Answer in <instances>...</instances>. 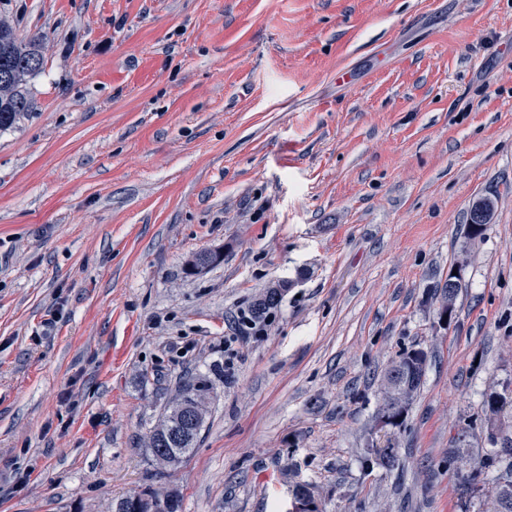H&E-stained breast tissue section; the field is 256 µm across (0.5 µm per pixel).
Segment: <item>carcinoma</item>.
<instances>
[{
	"instance_id": "1",
	"label": "carcinoma",
	"mask_w": 512,
	"mask_h": 512,
	"mask_svg": "<svg viewBox=\"0 0 512 512\" xmlns=\"http://www.w3.org/2000/svg\"><path fill=\"white\" fill-rule=\"evenodd\" d=\"M43 49L44 38L41 35L22 42L12 32L0 40V133L15 128L28 115L31 107L28 84L41 70ZM278 296L276 290L267 292L264 298L249 309L250 317L254 320L260 318L266 310L277 305ZM425 361L426 356L422 351L405 352L385 375L386 404L382 414L389 415L395 426L402 424L407 402L423 382ZM208 390V382L199 379L176 395L165 419L149 437L148 448L151 454H164L177 464L192 452L200 432L189 423L188 415H205L201 397ZM468 436L469 428H461L448 448V463L458 464V487L463 512H469L471 494L478 490L481 475L487 470L497 473L493 512H512V456L492 452L483 458L480 466L465 472L461 438ZM399 463V449L389 445L376 450L375 465L392 471ZM181 509L182 499L177 492L171 491L160 496L153 491H145L136 502L128 497L117 500L113 512H181Z\"/></svg>"
}]
</instances>
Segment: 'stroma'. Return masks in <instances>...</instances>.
<instances>
[{
	"mask_svg": "<svg viewBox=\"0 0 512 512\" xmlns=\"http://www.w3.org/2000/svg\"><path fill=\"white\" fill-rule=\"evenodd\" d=\"M0 512H461L512 437V0H0ZM495 204L480 236L467 215ZM202 251L220 262L186 272ZM458 275L454 302L441 287ZM288 282L259 330L241 312ZM450 322H441L445 305ZM405 422L378 417L409 350ZM204 378L191 454L148 446ZM393 444L400 467L366 468ZM43 49L41 35L22 42L11 29L0 40V133L15 128L30 113L27 86L41 70ZM426 356L419 350L404 352L385 375L386 398L381 417L388 414L394 422L391 426L402 424L409 398L422 382ZM388 401H391L390 404ZM470 426L462 427L457 433V437L451 441L448 448V463H457V472L459 473V491L462 501V511L469 512L468 502L475 491L479 488L481 475L486 470H492L497 473V486L495 488V508L493 512H512V462L510 454H499L498 452L489 453L480 463L479 467L469 471H464V444L461 446V436H469ZM140 497V494L135 495ZM182 499L176 491L160 497L154 491H143L138 501L125 497L117 500L113 512H181Z\"/></svg>",
	"mask_w": 512,
	"mask_h": 512,
	"instance_id": "35a3bbf8",
	"label": "stroma"
}]
</instances>
